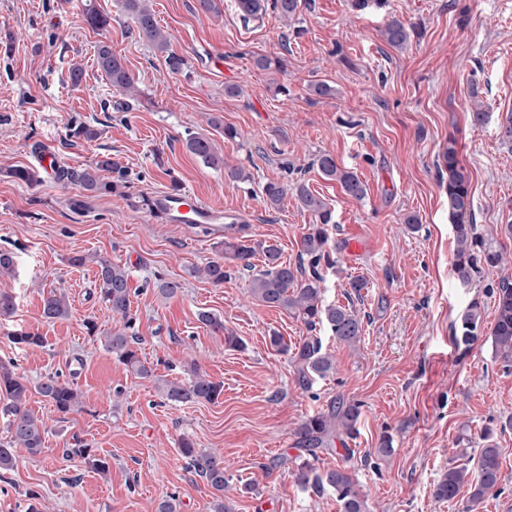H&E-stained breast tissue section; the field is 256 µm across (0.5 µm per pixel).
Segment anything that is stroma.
I'll return each mask as SVG.
<instances>
[{
	"label": "stroma",
	"instance_id": "35a3bbf8",
	"mask_svg": "<svg viewBox=\"0 0 512 512\" xmlns=\"http://www.w3.org/2000/svg\"><path fill=\"white\" fill-rule=\"evenodd\" d=\"M93 4L110 19L99 31L77 0H0V249L16 260L15 275L0 277V293L15 302L11 315L0 316V360L34 382L60 376L81 396L79 409L64 415L32 395L30 407L48 427L45 449L0 472V512H26L29 490L43 512H153L172 492L178 512H210L211 490L180 451L185 437L223 458L224 500L234 512H339L332 493L302 490L294 477L298 427L337 396L360 403L358 434L319 453L316 465L349 468L373 512H460L467 491L440 501L434 485L487 433L501 450L502 480L479 512H512V429L505 425L512 369L494 361L487 345L461 354L453 336L475 299L493 324L490 289L512 280V237L504 233L512 223V144L499 136L512 111V0H382L362 11L350 0H307L289 23L270 12L243 22L235 0H221L216 14L203 13L199 0H149L170 51L187 60L181 73L139 37L120 0ZM394 19L410 29L402 49L382 36ZM102 41L123 58L138 100L115 93L98 70ZM260 56L280 58L283 70L259 69ZM77 64L84 77L75 88L69 72ZM316 82L331 94L315 95ZM279 84L287 94L275 93ZM231 85L237 94H227ZM476 104L489 114L481 126L470 120ZM80 123L97 129L96 138L67 140ZM228 126L236 139H225ZM197 133L214 139L249 181L230 180L191 154L185 141ZM451 138L469 174L475 222L506 260L472 288L454 277L453 227L436 167ZM39 148L72 171L110 155L126 174L127 197L8 176L9 167L35 166ZM322 153L358 172L364 199L320 177L311 161ZM299 180L335 209L330 245L340 269L326 274V299L364 317L358 350L322 331L336 372L308 392L297 385L290 356L269 342L277 334L298 344L304 326L254 300L248 276L220 285L194 277V268L218 257L214 236L162 222L147 205L179 184L237 213L252 239L278 245L291 262L312 218L291 194L267 208L262 189ZM410 215L419 231L408 229ZM87 253L127 267L139 355L153 376L128 372L106 350L117 321L98 298L97 267L70 263ZM161 278L180 290L162 296ZM353 279L363 280L360 292H352ZM59 288L71 315L46 321L43 298ZM203 311L223 330L202 324ZM20 330L43 336V346L14 347L10 336ZM228 332L244 348L228 347ZM193 359L223 383L222 394L212 402L165 401L159 385L188 380ZM385 434L394 452L382 458L376 450ZM76 444L108 470L66 458L64 449Z\"/></svg>",
	"mask_w": 512,
	"mask_h": 512
}]
</instances>
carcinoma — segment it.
Segmentation results:
<instances>
[{"label":"carcinoma","instance_id":"obj_1","mask_svg":"<svg viewBox=\"0 0 512 512\" xmlns=\"http://www.w3.org/2000/svg\"><path fill=\"white\" fill-rule=\"evenodd\" d=\"M244 20L257 18L272 11L284 21L300 14L306 0H237ZM121 9L130 17L138 35L147 39L160 53H166L165 64L173 72L182 71L187 62L169 51V40L159 26L148 0H121ZM384 40L393 48L402 49L410 40V32L399 20L389 22L383 31ZM96 64L116 92L124 96H135L139 92L134 79L128 72L121 57L112 52L104 42L97 46ZM186 148L204 164L213 168L224 166V157L215 148L214 140L205 135H193L186 140ZM438 169L448 173L443 183L448 199V212L455 233L453 270L459 283L467 287L486 268H495L503 260L502 253L486 238L473 222V196L470 179L461 165L456 142L446 143L440 154ZM317 171L327 181L336 182L343 193L355 199L367 194L365 182L357 171L341 166L330 154H320L314 161ZM116 162L109 155L99 157L92 165L75 174L68 169H59L58 180L75 179L89 194L125 195L127 182L120 179L108 182L101 172L112 170ZM288 188L278 182L263 186V199L267 207L278 208ZM295 199L300 207L311 214L313 224L302 234L297 258L291 264L283 260L281 249L274 244L254 242L245 234L247 225L231 224L230 232L215 243L219 258L196 270L213 284H222L233 273L251 274L250 294L258 302L273 308H281L296 317L307 331V336L294 348H288L280 336L270 337L272 346L281 352H291L297 366V383L308 392L314 383L325 379L336 371L334 356L328 352L318 332L325 328L337 342L354 348L363 337V317L352 307L329 303L325 299V276L338 267V259L329 245V226L335 223L334 207L321 195L313 192L308 184L298 181L294 185ZM261 257L262 269L255 270L253 260ZM93 262L98 267L97 283L99 299L118 318L121 327L113 329L105 339V347L129 371L141 376L152 375V368L146 366L135 347L139 340L135 329L136 319L131 314V288L126 267L99 256L76 255L71 258L75 266ZM495 320L489 332H484L481 303L475 299L459 315L454 326L457 346L468 352L480 340L491 345L495 360L506 367H512V281L503 279L496 290ZM70 315L66 296L55 290L43 298V317L49 321L65 320ZM13 344L20 348L40 346L43 337L20 332L11 336ZM222 386L206 373L193 369L192 378L186 383L170 382L163 386L164 398L170 402L187 403L205 400L211 402L221 394ZM46 398L60 413L68 414L79 405L77 391L69 382H61L55 375L43 377L31 384L14 369V364L0 361V396L6 404L0 412L6 416L9 441L0 445V471L14 468L15 451L25 449L36 455L41 453L46 427L43 420L28 408L31 393ZM360 406L342 398H334L327 408L307 418L297 429V444L306 452V457L296 463L295 481L304 489L319 495L330 491L336 496L340 512H371L367 498L358 487L352 472L347 467H336L319 471L311 463L318 457V450L331 448L335 440L351 439L357 433ZM182 454L189 458V466L214 490L212 512H232L224 504V461L212 454H199L188 439L180 442ZM63 455L79 459L84 463L106 471V462L95 458L90 449L74 447L63 449ZM500 449L483 438L477 454L462 464H451L434 486V495L440 500L456 498L463 486L470 489L463 505V512H478V506L486 495L501 481Z\"/></svg>","mask_w":512,"mask_h":512}]
</instances>
